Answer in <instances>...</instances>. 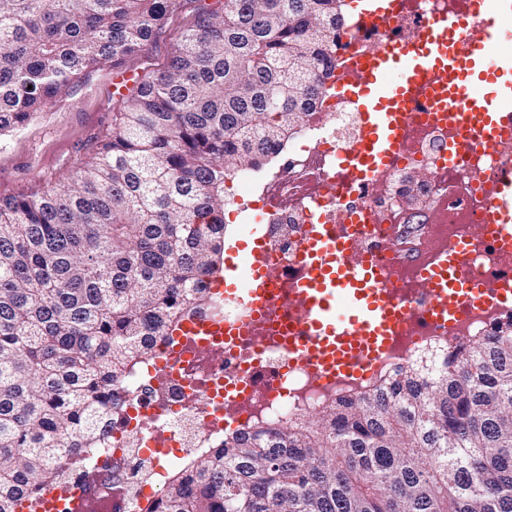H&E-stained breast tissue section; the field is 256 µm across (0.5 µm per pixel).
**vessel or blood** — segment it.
I'll list each match as a JSON object with an SVG mask.
<instances>
[{
  "label": "vessel or blood",
  "mask_w": 512,
  "mask_h": 512,
  "mask_svg": "<svg viewBox=\"0 0 512 512\" xmlns=\"http://www.w3.org/2000/svg\"><path fill=\"white\" fill-rule=\"evenodd\" d=\"M423 10L415 37L390 38L373 50L349 51L335 83L337 101L362 118L358 141L337 154L339 173L358 178L376 176L401 152L410 135V113H427L431 121L455 120L483 148L495 147L512 130V63L489 52L492 43L512 44V25L498 22L494 0H455L452 13L430 12L427 0H412ZM357 15L362 25L393 27L403 0H363ZM466 51H459V41ZM503 252L512 251V178L491 198ZM357 217L345 214L336 224L329 213L304 227L301 272L281 279L262 246L239 240L227 249L225 268L214 280L217 291L241 295L254 309L252 335L266 333L271 308L267 286L279 284L296 308L308 339L299 353L313 357L320 371L348 370L354 356H387L390 337L410 313L417 288L426 289L429 319L438 326L451 322L458 304L480 306L494 297L465 272L469 238L451 251L438 250L418 266L416 288L393 287L368 259L347 253L348 237Z\"/></svg>",
  "instance_id": "obj_1"
}]
</instances>
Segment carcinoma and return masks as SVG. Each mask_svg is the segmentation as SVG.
I'll return each mask as SVG.
<instances>
[{
  "label": "carcinoma",
  "mask_w": 512,
  "mask_h": 512,
  "mask_svg": "<svg viewBox=\"0 0 512 512\" xmlns=\"http://www.w3.org/2000/svg\"><path fill=\"white\" fill-rule=\"evenodd\" d=\"M344 0H215L117 100L71 181L0 197V512H20L112 417V387L208 296L224 183L270 162L336 68ZM180 0H0V135ZM161 512H512V326L462 364L224 441Z\"/></svg>",
  "instance_id": "cac0c4a2"
}]
</instances>
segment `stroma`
I'll return each instance as SVG.
<instances>
[{"label": "stroma", "mask_w": 512, "mask_h": 512, "mask_svg": "<svg viewBox=\"0 0 512 512\" xmlns=\"http://www.w3.org/2000/svg\"><path fill=\"white\" fill-rule=\"evenodd\" d=\"M178 36L169 20L142 56L115 68L100 64L62 100L47 105L21 131L0 139V196L46 183H66L85 160L93 137L112 130L118 79L160 71Z\"/></svg>", "instance_id": "1"}]
</instances>
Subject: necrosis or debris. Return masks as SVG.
Wrapping results in <instances>:
<instances>
[{"mask_svg": "<svg viewBox=\"0 0 512 512\" xmlns=\"http://www.w3.org/2000/svg\"><path fill=\"white\" fill-rule=\"evenodd\" d=\"M415 128L388 172L367 183L355 181L345 192L336 177L338 150L351 146L360 120L350 108L324 99L299 130L287 157L273 168L239 174L233 203L249 214L262 199L260 212L266 246L282 277L299 271L304 224L318 199L333 198L340 210H356L351 257H366L404 286L414 277L409 263L440 245L475 234L466 271L483 285L512 281L484 205L488 188L512 169V132L495 150L464 147L458 164L444 168L453 126L411 115ZM417 315L406 319L392 338V351L378 361H359V375L323 379L294 353L300 327L284 298H276L267 328L278 336L267 346L252 335L224 339L207 336L177 349L168 339H154L147 359L131 367L112 389V417L98 441L66 462L62 488L94 494L112 512H142L157 507L172 476L223 447L230 435L248 437L257 430L282 428L320 413L331 403L379 392L396 375L417 363L435 373L460 363L469 344L512 324V306L492 300L461 307L442 328L420 317L429 305L419 293ZM222 415L224 426L209 427Z\"/></svg>", "mask_w": 512, "mask_h": 512, "instance_id": "1", "label": "necrosis or debris"}]
</instances>
